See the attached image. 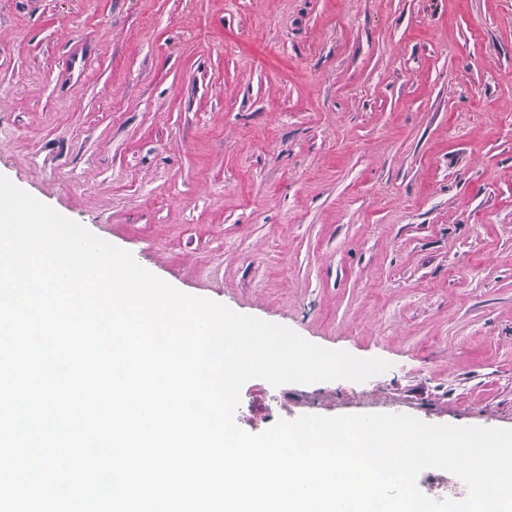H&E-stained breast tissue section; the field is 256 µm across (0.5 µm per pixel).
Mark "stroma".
Instances as JSON below:
<instances>
[{
    "label": "stroma",
    "mask_w": 512,
    "mask_h": 512,
    "mask_svg": "<svg viewBox=\"0 0 512 512\" xmlns=\"http://www.w3.org/2000/svg\"><path fill=\"white\" fill-rule=\"evenodd\" d=\"M0 174L190 295L387 371L304 414L512 429V0H0Z\"/></svg>",
    "instance_id": "obj_1"
}]
</instances>
